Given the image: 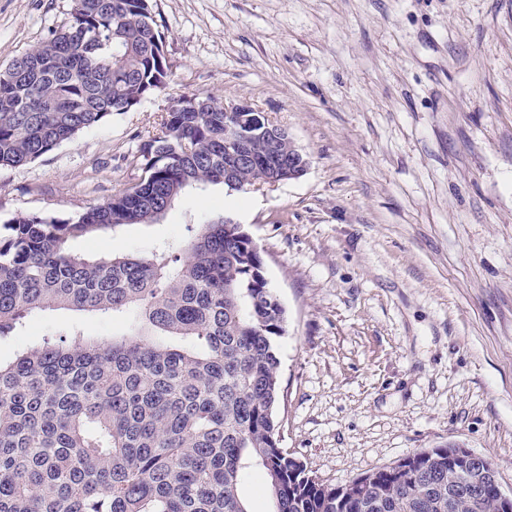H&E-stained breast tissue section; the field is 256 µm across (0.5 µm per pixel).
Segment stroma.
<instances>
[{"label": "stroma", "instance_id": "stroma-1", "mask_svg": "<svg viewBox=\"0 0 512 512\" xmlns=\"http://www.w3.org/2000/svg\"><path fill=\"white\" fill-rule=\"evenodd\" d=\"M76 0H0V69ZM166 88L36 161L0 169V223L77 216L141 178L174 98L245 102L310 159L300 178L184 194L155 224L78 238L88 255L178 247L220 215L258 245L286 311L282 446L329 487L455 443L512 492V0H152ZM55 310L0 362L77 328Z\"/></svg>", "mask_w": 512, "mask_h": 512}]
</instances>
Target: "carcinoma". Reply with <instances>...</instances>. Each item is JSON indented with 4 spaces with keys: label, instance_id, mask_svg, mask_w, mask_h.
<instances>
[{
    "label": "carcinoma",
    "instance_id": "1",
    "mask_svg": "<svg viewBox=\"0 0 512 512\" xmlns=\"http://www.w3.org/2000/svg\"><path fill=\"white\" fill-rule=\"evenodd\" d=\"M151 0H80L71 20L0 70V168L34 162L120 101L164 88L146 26ZM174 101L144 151L143 196L115 195L75 219L12 217L0 233V336L34 311L132 317L108 342L81 332L0 364V512H249L259 468L273 512H448V449L431 448L327 487L281 447L277 339L285 309L256 243L219 219L187 225L175 252L85 256L70 242L160 221L190 188L219 185L232 156L224 112ZM260 168L274 157L252 141ZM496 512L499 482L461 472Z\"/></svg>",
    "mask_w": 512,
    "mask_h": 512
}]
</instances>
